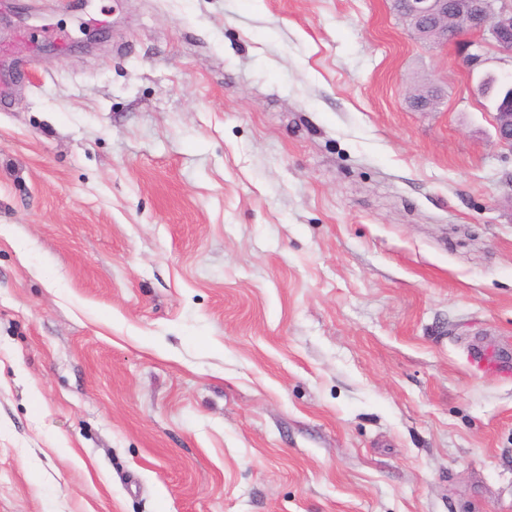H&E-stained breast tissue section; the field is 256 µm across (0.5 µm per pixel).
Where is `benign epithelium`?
Returning a JSON list of instances; mask_svg holds the SVG:
<instances>
[{"mask_svg":"<svg viewBox=\"0 0 512 512\" xmlns=\"http://www.w3.org/2000/svg\"><path fill=\"white\" fill-rule=\"evenodd\" d=\"M422 39L442 46L468 37L463 62L473 70L495 50L512 56V0H396ZM506 104L495 113L498 146L512 152V86L502 90Z\"/></svg>","mask_w":512,"mask_h":512,"instance_id":"1","label":"benign epithelium"}]
</instances>
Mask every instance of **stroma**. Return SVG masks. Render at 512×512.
<instances>
[{
  "label": "stroma",
  "mask_w": 512,
  "mask_h": 512,
  "mask_svg": "<svg viewBox=\"0 0 512 512\" xmlns=\"http://www.w3.org/2000/svg\"><path fill=\"white\" fill-rule=\"evenodd\" d=\"M0 66V512H512V152L456 42L0 0Z\"/></svg>",
  "instance_id": "1"
}]
</instances>
